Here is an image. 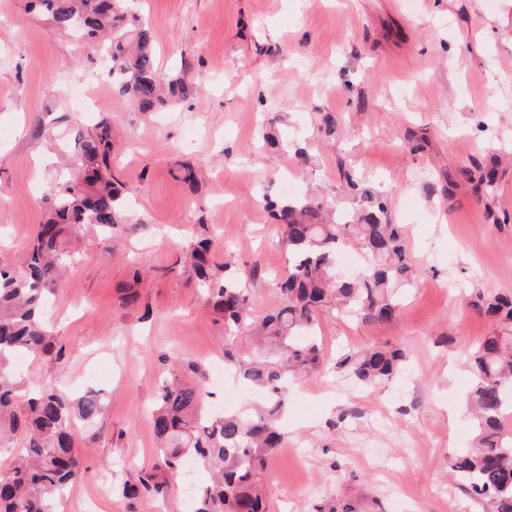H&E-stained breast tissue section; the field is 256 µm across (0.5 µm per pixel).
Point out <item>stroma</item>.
Instances as JSON below:
<instances>
[{
    "instance_id": "stroma-1",
    "label": "stroma",
    "mask_w": 512,
    "mask_h": 512,
    "mask_svg": "<svg viewBox=\"0 0 512 512\" xmlns=\"http://www.w3.org/2000/svg\"><path fill=\"white\" fill-rule=\"evenodd\" d=\"M25 4L0 0V264L41 221L55 150L38 131L76 113L77 91L119 129L114 173L145 225L112 249L85 231L45 314L64 356L25 371L104 402L77 429L87 472L61 512H190L181 481L162 500L121 492L156 462L149 412L172 359L207 372L224 359L223 327L181 273L190 229L208 225L215 263L257 271L251 307L264 315L288 253L262 194L283 196L289 178L294 195L313 188L346 209L347 171L387 196L417 280L391 322L320 313L327 364L290 387L265 475L270 512H484L449 462L473 438L463 352L495 326L467 300L512 295V0H142L159 70L197 86L155 114L131 109L90 47L52 36ZM326 112L332 138L319 130ZM277 115L275 154L257 132ZM300 138L307 171L288 150ZM183 161L196 189L178 176ZM490 166L497 189L481 198L473 185ZM131 283L140 300L127 307ZM373 344L408 354L379 390L334 368L339 351Z\"/></svg>"
}]
</instances>
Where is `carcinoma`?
I'll use <instances>...</instances> for the list:
<instances>
[{"instance_id":"carcinoma-1","label":"carcinoma","mask_w":512,"mask_h":512,"mask_svg":"<svg viewBox=\"0 0 512 512\" xmlns=\"http://www.w3.org/2000/svg\"><path fill=\"white\" fill-rule=\"evenodd\" d=\"M51 32L76 44L92 45L109 65L118 92L136 111L159 112L187 102L197 92L183 76L165 77L156 65L150 29L138 14L140 0H27ZM112 122L101 117L74 129L68 167L52 173L44 197L43 220L25 256L0 269V448L22 440L25 456L0 474V512H60L69 486L85 469L73 448L76 422H94L103 403L91 392L75 397L49 381L28 385L16 379L19 355L58 360L52 328L43 319L48 296L56 293L75 260L73 240L85 225L97 227L104 241L133 237L146 225L129 211L112 174ZM497 174L481 172L475 193L491 195ZM353 213L336 215V204L309 194L300 198L263 196L290 255L288 272L274 284L277 304L260 318L249 311L247 278L209 259V239L197 232L183 255V272L204 290L224 324V369L260 398L235 412L212 414L202 408L206 372L176 358L157 394L151 416L158 442L157 463L168 478L148 475L125 483L122 494L163 496L194 460L211 473L196 495L194 512H268L262 476L281 446L279 419L288 406V383L318 373L324 358L317 335V312L334 307L364 323L391 321L414 286L413 263L404 225L396 223L383 196L350 177ZM355 243L366 258L362 270L344 275L337 254ZM474 311L500 316L498 327L469 349L472 380L466 406L473 415L470 447L458 451L452 469L488 512H512V296L478 295ZM254 338L250 351H238L243 333ZM406 355L399 348L373 346L345 351L335 368L367 386L394 381ZM188 370L199 378L182 381Z\"/></svg>"}]
</instances>
